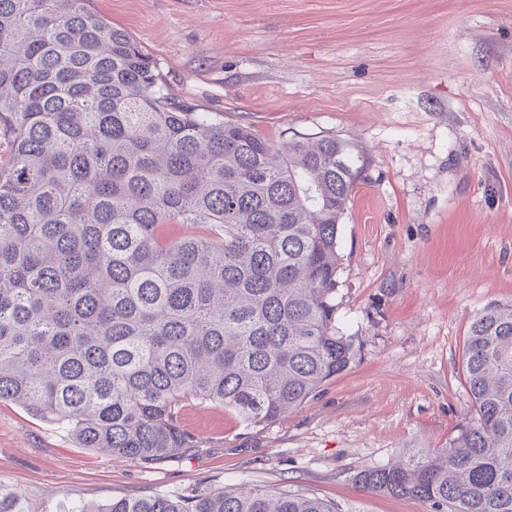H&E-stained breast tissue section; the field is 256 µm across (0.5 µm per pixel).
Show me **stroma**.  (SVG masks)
Segmentation results:
<instances>
[{
    "label": "stroma",
    "instance_id": "stroma-1",
    "mask_svg": "<svg viewBox=\"0 0 512 512\" xmlns=\"http://www.w3.org/2000/svg\"><path fill=\"white\" fill-rule=\"evenodd\" d=\"M173 102L367 161L341 224L336 331L353 359L266 428L183 408L192 454L145 465L81 447L0 400V481L32 512L201 486L299 491L336 512H429L356 484L473 423L468 326L512 302V0H92Z\"/></svg>",
    "mask_w": 512,
    "mask_h": 512
}]
</instances>
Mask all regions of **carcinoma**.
<instances>
[{"label": "carcinoma", "instance_id": "obj_1", "mask_svg": "<svg viewBox=\"0 0 512 512\" xmlns=\"http://www.w3.org/2000/svg\"><path fill=\"white\" fill-rule=\"evenodd\" d=\"M156 70L90 0H0V400L146 465L197 448L189 402L267 427L349 367L332 294L364 169L333 136L274 142L174 106ZM463 372L475 423L358 472L363 490L512 512V304L472 319ZM0 512L31 510L0 483ZM67 512L335 510L243 483Z\"/></svg>", "mask_w": 512, "mask_h": 512}]
</instances>
